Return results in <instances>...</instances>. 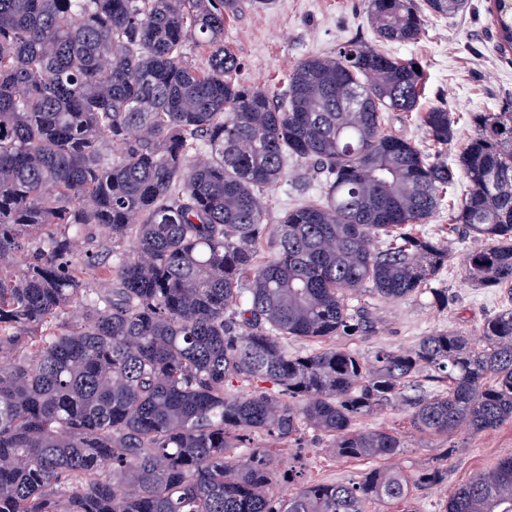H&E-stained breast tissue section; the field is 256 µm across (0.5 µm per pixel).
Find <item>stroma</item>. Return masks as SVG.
<instances>
[{"label":"stroma","mask_w":512,"mask_h":512,"mask_svg":"<svg viewBox=\"0 0 512 512\" xmlns=\"http://www.w3.org/2000/svg\"><path fill=\"white\" fill-rule=\"evenodd\" d=\"M488 6L489 0H468L467 9L459 15L426 16L420 40L384 46L388 54L415 59L422 67L421 108L443 106L458 118V137L448 148L452 161L473 133L472 113L499 112L512 105V52L497 50ZM355 38L371 45L377 42L366 0H273L267 7L244 8L224 25V39L242 64L241 79L274 96L283 92L288 74L300 61L335 54L338 46ZM297 170V165H289L283 183L265 192L269 223H277L286 210L318 195V180L299 186ZM423 230L452 244V259L431 282L433 289L445 291L447 302L435 303L431 292L393 302L364 296L378 329L370 338L351 341L350 349L365 355L380 346L411 347L436 331L476 337L489 317L512 306V298L500 289L479 288L470 282L464 257L474 242L450 232L447 208H440ZM406 443L397 458L406 475L433 465L445 472L439 483L416 491L414 512H443L458 487L512 457V424L450 436L411 433ZM294 465L301 467L309 482L341 483L361 478L377 463L336 458L328 438L310 436L304 447L284 451L281 470Z\"/></svg>","instance_id":"1"}]
</instances>
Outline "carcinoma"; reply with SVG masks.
<instances>
[{"mask_svg": "<svg viewBox=\"0 0 512 512\" xmlns=\"http://www.w3.org/2000/svg\"><path fill=\"white\" fill-rule=\"evenodd\" d=\"M243 0H0V512H368L437 484L375 468L285 496L274 449L327 437L337 456L389 459L387 409L420 434L512 422V309L368 358L284 340L366 339L353 301L427 290L448 264L428 223L458 177L452 225L481 243L472 282L512 295V110L418 111V62L353 41L299 62L283 100L239 78L224 43ZM467 0H368L381 42ZM512 50V13L495 16ZM207 66L188 62L189 42ZM413 114L432 152L388 128ZM319 195L266 222L286 163ZM275 251L259 255L262 242ZM110 259L111 287L88 276ZM427 373L446 383L420 392ZM444 512H512V458Z\"/></svg>", "mask_w": 512, "mask_h": 512, "instance_id": "cac0c4a2", "label": "carcinoma"}]
</instances>
